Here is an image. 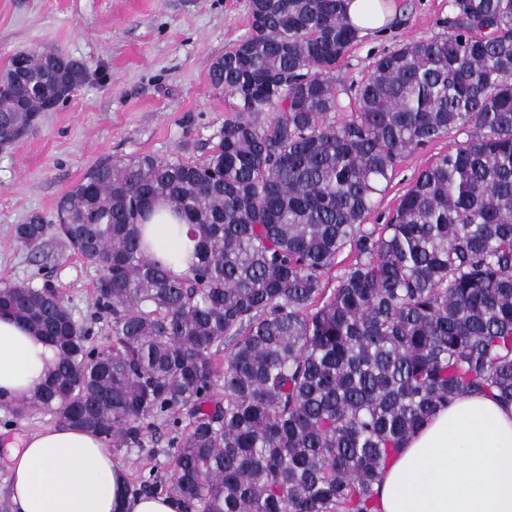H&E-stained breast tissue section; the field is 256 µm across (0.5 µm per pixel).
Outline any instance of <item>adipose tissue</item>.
<instances>
[{
	"label": "adipose tissue",
	"mask_w": 512,
	"mask_h": 512,
	"mask_svg": "<svg viewBox=\"0 0 512 512\" xmlns=\"http://www.w3.org/2000/svg\"><path fill=\"white\" fill-rule=\"evenodd\" d=\"M394 0H347L361 33L388 29ZM153 250L180 253L184 272L193 244L159 203ZM56 366L54 349L0 311V397L32 396ZM13 512H182L172 496L133 493L126 470L101 438L53 424L8 444ZM379 512H512V406L469 395L440 410L410 436L376 485Z\"/></svg>",
	"instance_id": "adipose-tissue-1"
}]
</instances>
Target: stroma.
Returning <instances> with one entry per match:
<instances>
[{
	"mask_svg": "<svg viewBox=\"0 0 512 512\" xmlns=\"http://www.w3.org/2000/svg\"><path fill=\"white\" fill-rule=\"evenodd\" d=\"M396 2L391 27L360 36L337 78L360 81L402 42L443 32L448 0ZM250 32L249 0H0V72L14 53L35 48L83 60L89 71L70 101L0 151V281L51 280L76 318H90L96 270L51 236L33 254L16 242L15 225L34 212L53 217L59 198L103 158L202 161L235 105L211 85V64ZM458 140L450 134L401 161L369 223H384L417 172ZM171 438L160 427L143 448L115 449L135 489L148 482L166 492Z\"/></svg>",
	"mask_w": 512,
	"mask_h": 512,
	"instance_id": "35a3bbf8",
	"label": "stroma"
}]
</instances>
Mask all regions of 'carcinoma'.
I'll return each instance as SVG.
<instances>
[{
	"label": "carcinoma",
	"mask_w": 512,
	"mask_h": 512,
	"mask_svg": "<svg viewBox=\"0 0 512 512\" xmlns=\"http://www.w3.org/2000/svg\"><path fill=\"white\" fill-rule=\"evenodd\" d=\"M345 0H250L251 34L210 81L236 99L201 162L105 159L36 212L99 275L89 345L59 289L0 283L6 309L57 351L31 399L113 448L176 432L170 491L188 512H374L383 467L465 395L512 405V0H450L446 31L381 56L358 85L336 66L359 32ZM53 51L0 74V130L78 87ZM348 113L337 123L332 114ZM466 135L422 169L383 224L366 218L398 163ZM158 200L196 261L145 253ZM354 260L324 287L344 250Z\"/></svg>",
	"instance_id": "cac0c4a2"
}]
</instances>
